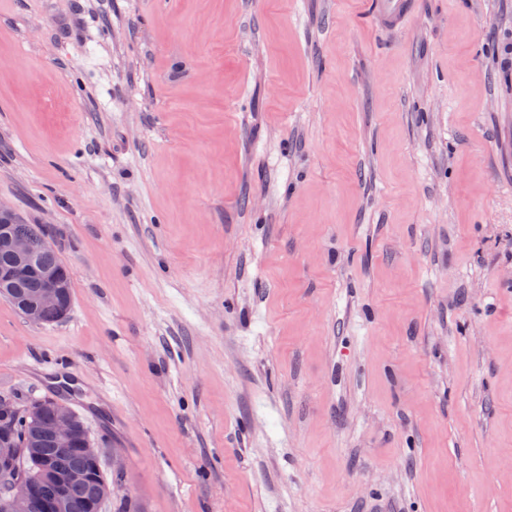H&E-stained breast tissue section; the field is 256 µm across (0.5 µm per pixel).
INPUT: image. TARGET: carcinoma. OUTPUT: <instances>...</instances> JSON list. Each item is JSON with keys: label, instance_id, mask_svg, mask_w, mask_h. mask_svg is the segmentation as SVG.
Returning <instances> with one entry per match:
<instances>
[{"label": "carcinoma", "instance_id": "obj_1", "mask_svg": "<svg viewBox=\"0 0 512 512\" xmlns=\"http://www.w3.org/2000/svg\"><path fill=\"white\" fill-rule=\"evenodd\" d=\"M7 232L19 233L27 237L32 244V260L39 269L58 272L65 281H70L67 267L58 253L47 241L42 225L25 222L12 223ZM41 287L39 278L34 275L13 277L0 283V295L6 297L18 310L23 311L27 299ZM35 427L30 420V411H20L9 419V436L11 444L16 448L15 459L8 469L0 471V512L3 510V500L13 487L21 483H30L35 494L41 501H50L57 494V485L37 476L38 460H49L56 471L65 473L74 470H86L91 479L83 484L74 485L67 490L71 504L70 512H101L107 497L102 489L107 485V479L102 469L93 465L81 451V445L60 449L41 439L34 442Z\"/></svg>", "mask_w": 512, "mask_h": 512}]
</instances>
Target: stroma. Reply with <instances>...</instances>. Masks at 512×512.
<instances>
[{
    "label": "stroma",
    "instance_id": "35a3bbf8",
    "mask_svg": "<svg viewBox=\"0 0 512 512\" xmlns=\"http://www.w3.org/2000/svg\"><path fill=\"white\" fill-rule=\"evenodd\" d=\"M1 200L103 512H512V0H0ZM416 0H373L376 23L385 30L398 29L415 11ZM6 232L15 234L0 238V245L2 243L19 262L27 261L32 252L34 265L39 269L48 270L42 272L43 288H41L39 278L34 274L11 278L10 271L3 273L4 281H8L2 284L0 282V296L3 294L24 315L25 302L40 288L26 303V318L32 322L46 324L62 320L66 316V306L64 305L66 284L53 271L58 272L68 284L66 303L69 304V310L72 302L70 275L58 253L47 241L42 225L26 224L22 221L9 224ZM11 253L0 248V271L8 270L17 264ZM47 308H59L65 316L61 318L59 309H48L43 313L41 322L42 312Z\"/></svg>",
    "mask_w": 512,
    "mask_h": 512
}]
</instances>
